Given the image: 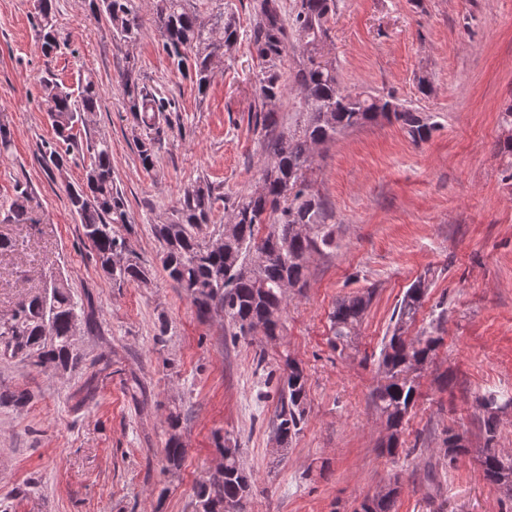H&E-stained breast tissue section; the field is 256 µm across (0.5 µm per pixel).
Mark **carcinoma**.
Returning <instances> with one entry per match:
<instances>
[{"label": "carcinoma", "instance_id": "carcinoma-1", "mask_svg": "<svg viewBox=\"0 0 512 512\" xmlns=\"http://www.w3.org/2000/svg\"><path fill=\"white\" fill-rule=\"evenodd\" d=\"M152 22L161 37L167 56L177 69L189 77L197 93L203 95L211 83L214 65L221 61L239 38L233 12L224 11L207 20L187 7V0H149ZM92 14L106 20L116 42L136 43L142 19L135 0H89ZM55 0H38L35 31L41 53L52 57L60 49V33L55 24ZM336 13V0H297L286 13L282 0H254L249 30L260 70L253 110L248 124L253 131L270 138L272 159L262 169L260 188L232 203V209L215 245L206 239L204 227L210 223L214 206L221 196L206 182L187 187L171 215L152 227L161 245V268L176 287L191 300L201 316L213 310L224 311V320L233 337H246L254 326L265 329V337L280 335L281 321L270 318V310L286 309L282 295L284 282L304 288L308 262L305 256L323 254L336 248L334 225L325 223L324 202L310 190L307 172L310 151L315 143L336 139L344 130L375 121L377 114L401 125L408 137L418 143L428 140L434 124L395 99H375L353 94L336 78V65L320 54L319 41L329 37L330 19ZM305 43L293 79L305 97L309 112L303 124L293 130L279 129V104L286 85L281 64L288 33ZM125 110L140 129L135 139L144 168L153 165L156 149L169 124L167 113L172 102L147 84L137 63L125 56L118 71ZM45 111L56 134V142L44 147L42 158L46 176L65 179L69 147L77 145L75 130L87 126L98 111L102 92L98 81L88 74L81 81L78 97L57 81L46 78L42 85ZM86 149L90 166L82 182L66 183L71 211L78 216L91 255L115 288L131 282H144L151 268L141 261L127 238L116 227L130 223L122 193L112 180V150L103 139H89ZM39 204L32 189L18 184L5 220L11 224H38ZM268 225L265 236L260 226ZM428 291L426 278L419 277L406 290L391 315V336L384 339L378 357L385 382L373 392V403L386 420V451L398 453L403 422L418 394L412 368L428 365L441 343L432 334L407 340L405 330L422 306ZM372 292L341 299L330 315V344L345 350L356 335L368 310ZM17 317L0 321V341L14 356L45 373L76 367L81 361L71 337L76 320L90 329L93 312L75 301L68 279L59 276L43 287L21 295L15 304ZM307 378L291 357L284 360L280 378L279 406L273 432L284 447H289L305 420ZM32 400L27 390H0V406H25ZM484 410L482 430L485 452L481 459L487 483L512 495V459L495 450L498 433L496 413L502 408L490 394L478 399ZM169 438L164 450V467H181L185 448L181 441V414L168 415ZM216 447L224 457L220 479L197 486L191 502L192 512H243V501L251 492L252 477L239 465L237 443L226 436L217 438ZM448 461L455 462L469 452L460 434L448 430ZM398 490L384 495L374 493L360 504V512H393Z\"/></svg>", "mask_w": 512, "mask_h": 512}]
</instances>
